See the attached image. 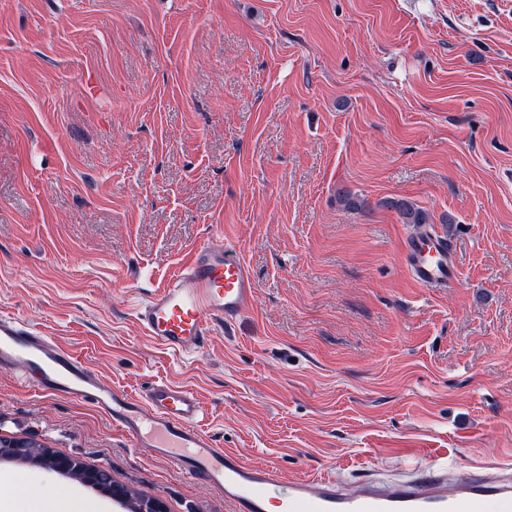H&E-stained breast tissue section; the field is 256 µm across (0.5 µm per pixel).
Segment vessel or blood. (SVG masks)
Listing matches in <instances>:
<instances>
[{
	"mask_svg": "<svg viewBox=\"0 0 512 512\" xmlns=\"http://www.w3.org/2000/svg\"><path fill=\"white\" fill-rule=\"evenodd\" d=\"M405 265L418 284L443 288L457 274L447 239L424 226L407 239ZM254 299L251 273L235 246L216 236L195 246L167 282L134 301V318L154 345L181 357L199 354L214 324L231 327ZM18 370L23 384L54 397L91 403L134 446L174 461L190 479L221 493L234 512H512V466L491 462L449 484L442 469L381 482L332 476L285 480L270 464L252 465L218 447L199 427L198 395L158 381L132 395L105 386L79 354L59 346L24 319L0 314V368Z\"/></svg>",
	"mask_w": 512,
	"mask_h": 512,
	"instance_id": "vessel-or-blood-1",
	"label": "vessel or blood"
}]
</instances>
